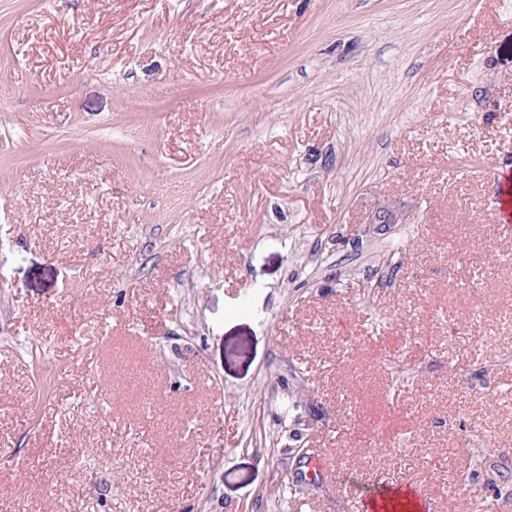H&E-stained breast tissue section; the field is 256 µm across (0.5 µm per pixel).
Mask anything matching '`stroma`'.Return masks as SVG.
Instances as JSON below:
<instances>
[{
  "instance_id": "stroma-1",
  "label": "stroma",
  "mask_w": 512,
  "mask_h": 512,
  "mask_svg": "<svg viewBox=\"0 0 512 512\" xmlns=\"http://www.w3.org/2000/svg\"><path fill=\"white\" fill-rule=\"evenodd\" d=\"M504 179L512 0H0V512H512Z\"/></svg>"
}]
</instances>
